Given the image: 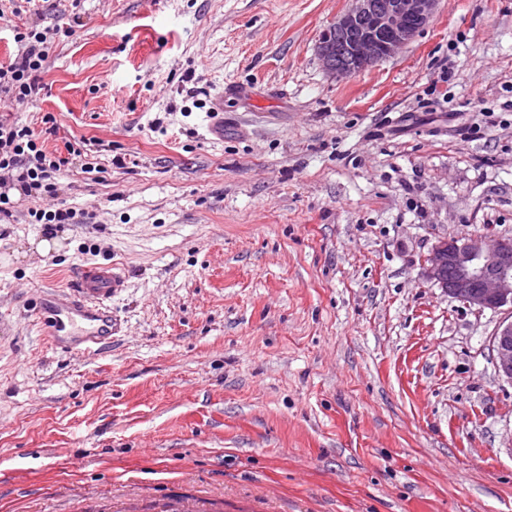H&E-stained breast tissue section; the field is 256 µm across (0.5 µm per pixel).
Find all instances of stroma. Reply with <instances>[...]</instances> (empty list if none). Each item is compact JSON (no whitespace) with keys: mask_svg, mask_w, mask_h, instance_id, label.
Here are the masks:
<instances>
[{"mask_svg":"<svg viewBox=\"0 0 512 512\" xmlns=\"http://www.w3.org/2000/svg\"><path fill=\"white\" fill-rule=\"evenodd\" d=\"M56 5L0 115L101 170L58 180L88 223L0 224V512H512L503 315L422 276L512 236V0H439L347 79L316 44L348 0ZM111 264L119 332L55 349L36 301ZM14 41L21 46V53L14 60L0 64V99L19 103L35 101L45 89L42 83L46 72L55 34L37 28L13 27Z\"/></svg>","mask_w":512,"mask_h":512,"instance_id":"obj_1","label":"stroma"}]
</instances>
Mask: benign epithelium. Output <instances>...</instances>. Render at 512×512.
Listing matches in <instances>:
<instances>
[{
	"mask_svg": "<svg viewBox=\"0 0 512 512\" xmlns=\"http://www.w3.org/2000/svg\"><path fill=\"white\" fill-rule=\"evenodd\" d=\"M349 2L317 43L325 70L339 79L399 54L427 26L438 0ZM422 274L469 308L509 312L490 344L498 376L512 383V237L440 239L425 257Z\"/></svg>",
	"mask_w": 512,
	"mask_h": 512,
	"instance_id": "7a95c632",
	"label": "benign epithelium"
}]
</instances>
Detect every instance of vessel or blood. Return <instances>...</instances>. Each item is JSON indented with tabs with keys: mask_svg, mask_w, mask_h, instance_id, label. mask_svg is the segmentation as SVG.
<instances>
[{
	"mask_svg": "<svg viewBox=\"0 0 512 512\" xmlns=\"http://www.w3.org/2000/svg\"><path fill=\"white\" fill-rule=\"evenodd\" d=\"M124 286V276L113 267L87 266L73 294L61 300L42 299L39 310L49 316L54 347L80 345L95 351L116 328L110 302Z\"/></svg>",
	"mask_w": 512,
	"mask_h": 512,
	"instance_id": "vessel-or-blood-1",
	"label": "vessel or blood"
}]
</instances>
